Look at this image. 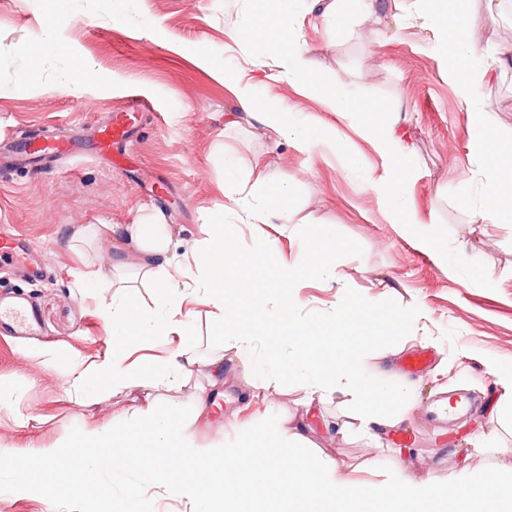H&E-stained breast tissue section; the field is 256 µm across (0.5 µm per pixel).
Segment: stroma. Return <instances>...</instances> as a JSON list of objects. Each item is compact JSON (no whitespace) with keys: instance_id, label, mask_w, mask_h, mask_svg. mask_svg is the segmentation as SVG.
Instances as JSON below:
<instances>
[{"instance_id":"35a3bbf8","label":"stroma","mask_w":512,"mask_h":512,"mask_svg":"<svg viewBox=\"0 0 512 512\" xmlns=\"http://www.w3.org/2000/svg\"><path fill=\"white\" fill-rule=\"evenodd\" d=\"M265 6V0H71L57 11L50 0H0L1 148L17 130H61L87 140L108 113L133 100L146 106L111 155L87 151L73 163L36 171L0 164V222L22 234L49 267L43 280L0 278V293L25 294L39 322L34 335L0 334V391L29 419L19 427L1 413L0 445L32 454L64 442L72 428L123 422L132 398L124 391L96 403L65 393L64 372L112 347L99 309L107 289L74 287L73 275L98 253L116 264L125 257L108 241L72 242V225L131 224L161 213L178 241L171 264L182 268L203 237L202 215L225 202V180L251 186L269 176L288 186L281 204L288 232L273 224L255 231L235 207L229 215L241 242L250 246L260 238L299 258L297 231L308 223L359 242L362 256L336 262L337 283L303 281L298 306L331 311L349 287L371 301L418 307L409 335L365 358L382 379L406 386L410 402L397 415L370 422L349 411L353 396L341 389L306 406V386L261 383L249 355L211 347V309L191 297L182 304L190 336H166L138 352L155 364L177 351L195 360L187 377L151 389L152 399L192 407L200 388L219 378L220 416L193 427L202 443H227L274 415L283 428L300 429L302 444L334 461L343 480L358 487L378 481L385 465L414 483L444 482L464 468L512 471V423L497 412L496 383L512 370V224L471 220L481 202L482 168L472 115L448 81L445 32L414 14L374 48L369 17L352 16L342 27L316 9L299 17L301 39L324 82L400 105L403 136L415 152L402 196L411 214L433 223L438 238L425 250L405 225L388 223L384 202L367 184L386 160L319 97L278 79L273 47L242 40L249 19ZM448 20L463 24L485 61L512 49L510 12L491 18L482 0H450ZM47 34L52 47L40 74L17 87L28 49ZM203 54L257 81L260 95L283 98L293 111L335 126L342 152L309 155L294 147V129L274 136L253 120L231 123L227 113L238 110L231 85L198 64ZM79 65L92 68L95 82L78 94L57 90L58 77ZM475 95L491 111L494 131L512 132V68ZM349 155L361 161L354 176L344 171ZM419 348L433 354L427 371L402 374L400 359Z\"/></svg>"}]
</instances>
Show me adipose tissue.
<instances>
[{
    "mask_svg": "<svg viewBox=\"0 0 512 512\" xmlns=\"http://www.w3.org/2000/svg\"><path fill=\"white\" fill-rule=\"evenodd\" d=\"M296 0H277L275 11L254 19L243 38L249 42L274 44L278 47L275 66L279 78L292 86L320 97L325 105L343 118L354 119L361 133L371 140L388 160L389 167L370 187L388 204L390 223L406 225L408 232L424 248L433 246L431 225L413 221L401 200V187L411 177L412 147L398 132L397 124H382L378 114L390 111L383 100L365 102L346 92L341 85H328L320 80L310 58V50L296 34ZM456 65L448 76L456 87L474 120L472 142L482 166L483 206L475 210V218L494 217L498 223H512V134L500 136L492 131V118L487 109L478 106L472 91L490 77L491 69L473 64L475 49L465 37L453 39ZM233 93L243 111L256 119L272 135H280L286 128H293L297 135L294 146L310 154L314 151H336L341 143L332 126H322L308 118L291 112L286 101L276 97H260L251 82L232 81ZM98 236L123 238L130 251L125 260L137 277L150 284L166 301L168 308L163 316L144 314L136 303L137 291L127 284H115L112 260L98 255L96 260L76 274L77 285L102 282L112 287L114 293L101 307V314L112 339V349L97 358L88 367H73L66 382L68 392L79 393L93 388L102 396L121 392L123 389L150 384L157 386L189 371L188 362L172 358L163 367L148 364L127 365L129 347L145 345L157 336H183L189 330V321L182 313L180 300L169 278L168 266L174 237L170 225L160 216H151L135 224H102Z\"/></svg>",
    "mask_w": 512,
    "mask_h": 512,
    "instance_id": "1",
    "label": "adipose tissue"
}]
</instances>
